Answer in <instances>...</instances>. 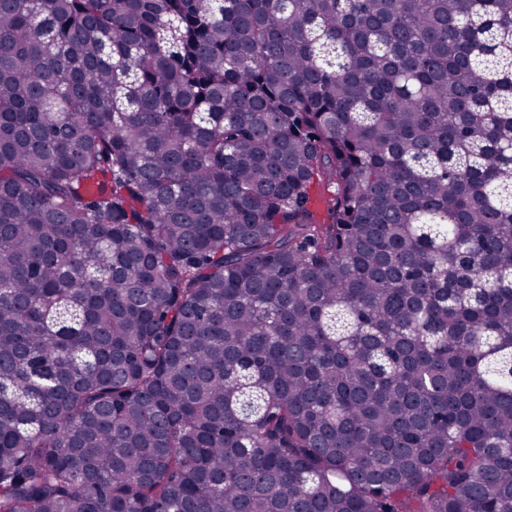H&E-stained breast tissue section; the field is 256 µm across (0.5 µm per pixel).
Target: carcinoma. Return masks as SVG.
<instances>
[{
	"label": "carcinoma",
	"instance_id": "cac0c4a2",
	"mask_svg": "<svg viewBox=\"0 0 512 512\" xmlns=\"http://www.w3.org/2000/svg\"><path fill=\"white\" fill-rule=\"evenodd\" d=\"M0 512H512V0H0Z\"/></svg>",
	"mask_w": 512,
	"mask_h": 512
}]
</instances>
